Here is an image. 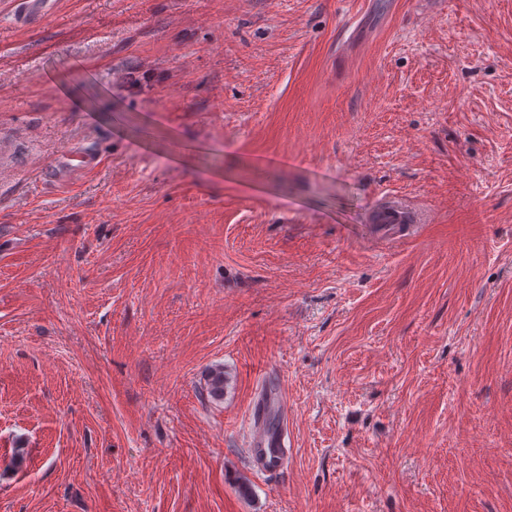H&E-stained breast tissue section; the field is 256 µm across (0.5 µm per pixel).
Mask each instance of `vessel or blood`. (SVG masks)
<instances>
[{
	"instance_id": "obj_1",
	"label": "vessel or blood",
	"mask_w": 512,
	"mask_h": 512,
	"mask_svg": "<svg viewBox=\"0 0 512 512\" xmlns=\"http://www.w3.org/2000/svg\"><path fill=\"white\" fill-rule=\"evenodd\" d=\"M250 454L252 462L265 471L278 469L284 461L288 435V405L277 380H269L266 389L254 401Z\"/></svg>"
}]
</instances>
